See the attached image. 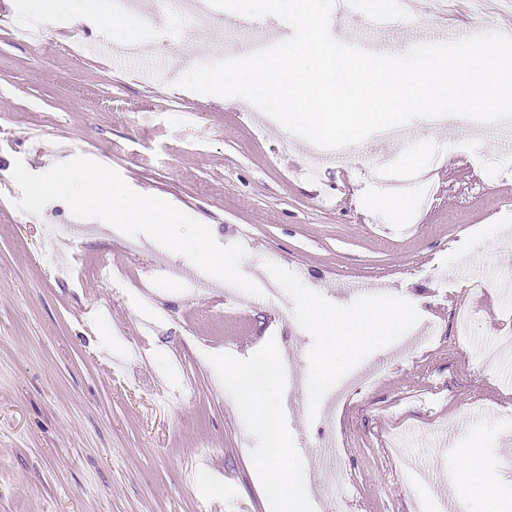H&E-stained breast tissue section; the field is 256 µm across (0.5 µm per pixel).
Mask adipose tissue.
<instances>
[{
  "label": "adipose tissue",
  "instance_id": "adipose-tissue-1",
  "mask_svg": "<svg viewBox=\"0 0 512 512\" xmlns=\"http://www.w3.org/2000/svg\"><path fill=\"white\" fill-rule=\"evenodd\" d=\"M45 4L46 15H92L100 28L115 31L127 28L120 17L96 13L93 0H32ZM304 307L310 326L321 339L318 351V379H325L336 367L340 351L356 349L371 341L392 335L400 318L382 306L341 313L328 309L313 300H305ZM224 377L238 408L247 416L249 431L260 441L262 451L254 457L252 468L264 480L273 497L277 512H302L305 494L297 476L294 458L289 455L283 429L284 407L280 401L261 399L259 391L269 385L281 386L284 370L276 355H268L247 366H228ZM472 445L459 454L453 472L452 484L462 502H470L480 495L486 504L485 512H503L500 504L502 489L497 471L483 463V450L479 436H472Z\"/></svg>",
  "mask_w": 512,
  "mask_h": 512
}]
</instances>
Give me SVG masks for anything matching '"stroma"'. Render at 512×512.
Returning a JSON list of instances; mask_svg holds the SVG:
<instances>
[{"mask_svg":"<svg viewBox=\"0 0 512 512\" xmlns=\"http://www.w3.org/2000/svg\"><path fill=\"white\" fill-rule=\"evenodd\" d=\"M24 0H0V512H202L238 505L272 512L250 469L259 442L224 379L228 363L301 351L302 380L284 418L288 450L308 490L307 512L337 472L352 512H447L460 502L454 449L479 434L487 462L512 487V351L489 368L481 350L512 336V135L501 124L446 118L406 125L407 142L373 135L345 163L305 168L319 149L276 121L252 134L250 103L167 82L202 60L244 55L248 27L220 10L188 23L170 0L132 17L139 50L112 33L122 55L83 59L98 31L46 18L42 40L12 32ZM340 41L402 53L440 26L469 36L506 32L501 15L455 0L442 16L405 0H344ZM218 28L201 51L194 28ZM110 167L136 191L204 218L217 242L243 243V272L259 297L207 276L146 237L110 225L76 240L75 281L49 276L53 201L40 220L18 211L15 161L45 172L56 139ZM460 152L449 159L448 146ZM427 152L434 201L424 210L404 161ZM398 190L411 203L383 207ZM110 265L111 279L101 265ZM346 312L380 305L404 314L396 335L344 355L315 385L317 337L302 296ZM87 309L89 323L77 317ZM376 372L375 385L363 382ZM402 439L426 476L393 454ZM343 443L330 458L329 441Z\"/></svg>","mask_w":512,"mask_h":512,"instance_id":"35a3bbf8","label":"stroma"}]
</instances>
